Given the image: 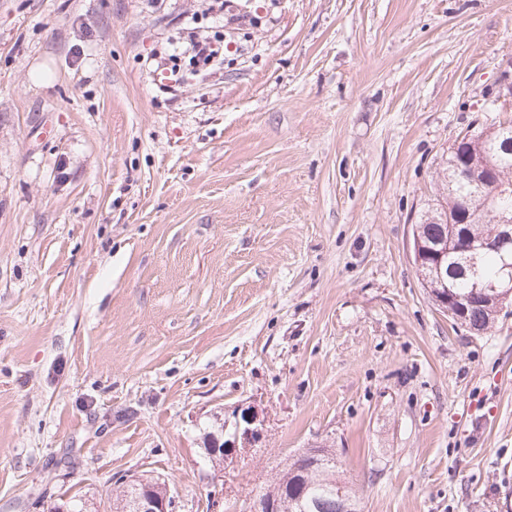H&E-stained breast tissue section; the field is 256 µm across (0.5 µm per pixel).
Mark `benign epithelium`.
Returning <instances> with one entry per match:
<instances>
[{"mask_svg": "<svg viewBox=\"0 0 512 512\" xmlns=\"http://www.w3.org/2000/svg\"><path fill=\"white\" fill-rule=\"evenodd\" d=\"M494 105L509 107L512 105V58L507 60L497 82L494 95ZM457 171L466 173L474 184L487 189L480 196L476 206L487 210L492 197L500 184L498 169L487 160H479L475 156H467L457 163ZM469 222V212H457L448 218V223L455 225L453 234L446 249L437 250L422 243L419 230L412 232V261L414 265H430L432 277L442 283L448 278V265L445 256L448 250L458 252H476L491 249L502 254L504 259L503 277L497 281H476L471 291L464 295L435 293L433 299L436 307L448 320L462 326L473 334H482L488 326L474 325L468 322L469 311L473 308H485L491 312L501 313L512 307V212L499 211L496 213L495 231L475 245L466 225ZM264 420L252 406L237 409L234 421H224L220 434L206 433L204 436V458L220 459L224 473L237 465L242 452L253 446L262 437ZM288 491L282 490L268 497H251L246 503V512H282V502ZM130 512H173V498L169 492L156 494L149 489L129 503Z\"/></svg>", "mask_w": 512, "mask_h": 512, "instance_id": "benign-epithelium-1", "label": "benign epithelium"}]
</instances>
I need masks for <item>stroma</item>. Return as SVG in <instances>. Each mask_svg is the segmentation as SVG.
Wrapping results in <instances>:
<instances>
[{"label":"stroma","mask_w":512,"mask_h":512,"mask_svg":"<svg viewBox=\"0 0 512 512\" xmlns=\"http://www.w3.org/2000/svg\"><path fill=\"white\" fill-rule=\"evenodd\" d=\"M201 10L0 0V512H112L124 473L245 512L313 445L363 512H512V313L454 327L410 252L455 137L512 118V0H233L223 68L170 86ZM493 101L495 106L510 107L512 104V58L507 60L497 82ZM233 417L234 421L231 423L224 419L221 429L218 430L220 437L215 433H206L205 448H201L204 458L212 459L213 463L220 456L225 474L235 468L244 450L261 439L264 426V420L252 406L236 409ZM221 436H224V448H219Z\"/></svg>","instance_id":"stroma-1"}]
</instances>
